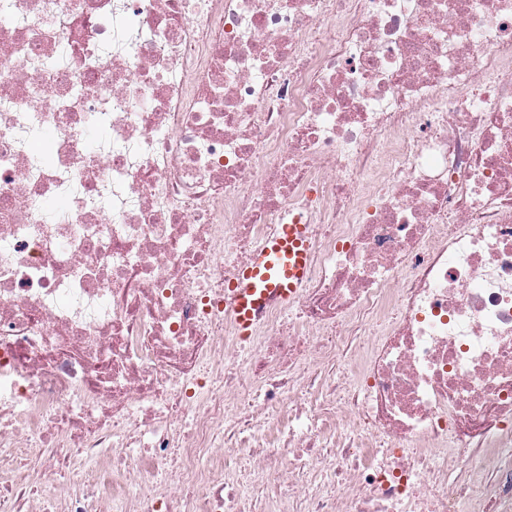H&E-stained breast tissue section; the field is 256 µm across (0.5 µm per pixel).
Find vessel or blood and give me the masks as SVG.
Here are the masks:
<instances>
[{
    "label": "vessel or blood",
    "instance_id": "obj_1",
    "mask_svg": "<svg viewBox=\"0 0 512 512\" xmlns=\"http://www.w3.org/2000/svg\"><path fill=\"white\" fill-rule=\"evenodd\" d=\"M312 227L281 224L241 266L227 296L237 336L250 343L258 317L270 305L288 306L310 276Z\"/></svg>",
    "mask_w": 512,
    "mask_h": 512
}]
</instances>
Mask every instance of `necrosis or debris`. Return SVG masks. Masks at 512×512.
<instances>
[{"instance_id": "1", "label": "necrosis or debris", "mask_w": 512, "mask_h": 512, "mask_svg": "<svg viewBox=\"0 0 512 512\" xmlns=\"http://www.w3.org/2000/svg\"><path fill=\"white\" fill-rule=\"evenodd\" d=\"M0 512H512V0H0ZM312 225L279 224L228 286L237 336L250 343L258 317L272 304L288 306L310 276Z\"/></svg>"}]
</instances>
